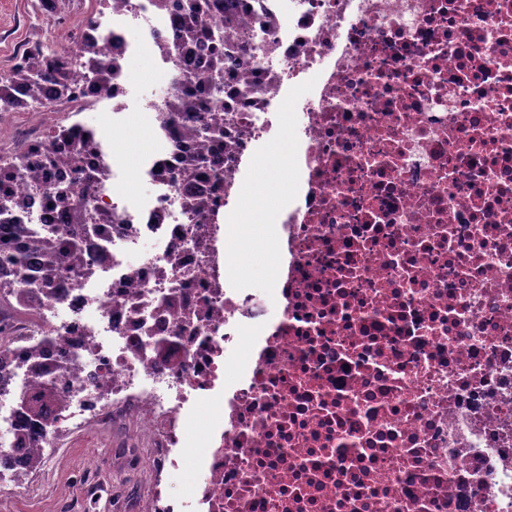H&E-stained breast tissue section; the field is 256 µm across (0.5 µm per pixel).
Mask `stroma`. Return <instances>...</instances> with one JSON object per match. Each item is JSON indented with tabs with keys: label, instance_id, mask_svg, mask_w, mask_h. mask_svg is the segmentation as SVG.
I'll return each mask as SVG.
<instances>
[{
	"label": "stroma",
	"instance_id": "1",
	"mask_svg": "<svg viewBox=\"0 0 512 512\" xmlns=\"http://www.w3.org/2000/svg\"><path fill=\"white\" fill-rule=\"evenodd\" d=\"M42 30L36 0H0V79L9 74L15 48ZM126 124L130 134L117 146L119 172L130 194H146L150 186L135 172L154 149L152 120L134 105L126 114ZM237 231L250 248L235 258L233 274L240 287L262 291L269 285L275 262L272 227L256 218ZM120 442V434L104 430L67 437L55 463L43 464L15 484L11 494L0 497V512H129L135 501L147 498L148 467L117 459L114 451Z\"/></svg>",
	"mask_w": 512,
	"mask_h": 512
}]
</instances>
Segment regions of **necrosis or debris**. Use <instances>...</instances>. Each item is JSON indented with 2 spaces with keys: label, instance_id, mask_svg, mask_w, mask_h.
<instances>
[{
  "label": "necrosis or debris",
  "instance_id": "4bbe7bcc",
  "mask_svg": "<svg viewBox=\"0 0 512 512\" xmlns=\"http://www.w3.org/2000/svg\"><path fill=\"white\" fill-rule=\"evenodd\" d=\"M203 23L234 47L239 97L206 115L224 127L216 176L172 179L182 127H158L151 190L126 196L98 142L94 204L115 221L87 228L93 272L5 315L0 349L39 344L69 369L55 431L125 430L132 453L146 439L149 512H512V0H219ZM175 35L151 0H94L71 32L124 66L151 44L166 79L187 66L166 53ZM93 82L82 66L65 102L17 88L9 109L92 112L122 141L132 87ZM44 141L14 154L12 190L24 223L62 224L46 191L81 174L43 168ZM271 146L292 192L261 297L235 284L230 230ZM35 382L22 368L0 388V495L30 452L16 396ZM185 464L197 478L177 493Z\"/></svg>",
  "mask_w": 512,
  "mask_h": 512
}]
</instances>
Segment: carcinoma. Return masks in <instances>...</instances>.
<instances>
[{
    "mask_svg": "<svg viewBox=\"0 0 512 512\" xmlns=\"http://www.w3.org/2000/svg\"><path fill=\"white\" fill-rule=\"evenodd\" d=\"M158 7H171L176 11V24L180 31L179 41L172 46V53L181 58L197 52L207 53L210 59L208 69L183 76L171 81L170 95L166 108L155 114L158 125L172 123L181 112H206L211 109L224 108V35L221 29H207L202 25V18L211 9V0H155ZM90 50L79 45H69L59 49L58 54H39L26 59L13 67L9 80L0 82V104H9L11 82L25 87L34 100L44 96L45 87L42 78L44 68L55 73L56 92L67 96L71 90L72 59L89 61L96 71L99 90L109 92L114 76V67L110 61H97L89 58ZM56 142L69 146V158L77 164L82 172L80 184L59 192L58 198L69 201L67 224H45L40 234L33 235L27 224H12L10 230H0V261L11 264L18 278L15 281H0V302H11L18 307L29 305V292L21 287L26 282L25 272L35 267L40 273L39 287L48 292L53 282L61 273V257L67 254L71 259L82 262V237L85 230L84 214L87 213V198L80 194L81 187L96 180L97 172L85 165L86 156L90 154L97 140L94 129L82 131V137L73 136L70 128L60 127L52 133ZM190 145L178 144L182 155L177 175L184 182H191L205 176L207 156L196 149L201 141L219 142L224 140V127L210 125L205 120L189 128ZM17 172L12 164L0 165V215L9 219L21 212L24 202L8 192V186ZM43 355L39 346H33L13 357L0 352V386L10 380L14 367L26 366L38 374L53 373L61 370L41 359ZM21 403L22 422L17 430V442L34 448L37 431L47 433L54 420L50 419V407H64L58 391L54 386L35 385L18 398Z\"/></svg>",
    "mask_w": 512,
    "mask_h": 512,
    "instance_id": "obj_1",
    "label": "carcinoma"
}]
</instances>
